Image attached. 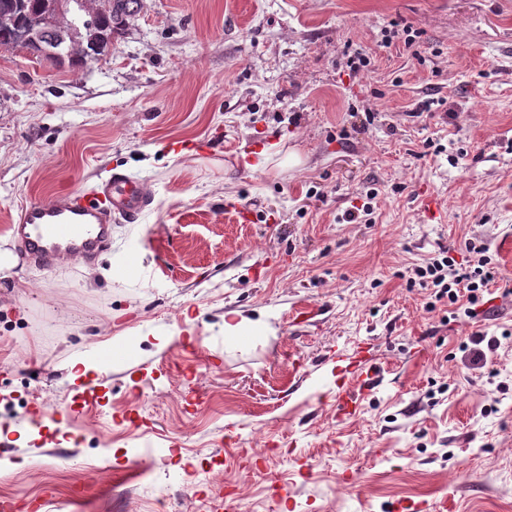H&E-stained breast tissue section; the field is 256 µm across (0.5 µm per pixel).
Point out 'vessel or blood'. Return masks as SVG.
I'll list each match as a JSON object with an SVG mask.
<instances>
[{
    "instance_id": "1",
    "label": "vessel or blood",
    "mask_w": 512,
    "mask_h": 512,
    "mask_svg": "<svg viewBox=\"0 0 512 512\" xmlns=\"http://www.w3.org/2000/svg\"><path fill=\"white\" fill-rule=\"evenodd\" d=\"M152 201L145 183L115 172L91 192L29 203L16 234L25 256L38 266L89 259L110 249L114 218L135 221Z\"/></svg>"
}]
</instances>
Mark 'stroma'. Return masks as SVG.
Instances as JSON below:
<instances>
[{"mask_svg": "<svg viewBox=\"0 0 512 512\" xmlns=\"http://www.w3.org/2000/svg\"><path fill=\"white\" fill-rule=\"evenodd\" d=\"M394 25L417 48L384 43ZM349 49L371 60L354 77ZM114 168L154 202L108 252L21 257L22 206ZM0 237L19 512H397L445 491L512 512V0H144L89 66L0 48ZM473 238L502 277L488 315L453 319L407 279ZM238 314L268 327L225 335ZM478 330L501 340L479 370L459 350ZM360 341L377 382L340 417L336 356Z\"/></svg>", "mask_w": 512, "mask_h": 512, "instance_id": "stroma-1", "label": "stroma"}]
</instances>
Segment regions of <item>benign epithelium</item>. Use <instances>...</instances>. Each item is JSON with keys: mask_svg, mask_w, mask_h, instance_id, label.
<instances>
[{"mask_svg": "<svg viewBox=\"0 0 512 512\" xmlns=\"http://www.w3.org/2000/svg\"><path fill=\"white\" fill-rule=\"evenodd\" d=\"M106 8L108 5L100 4L99 0H52L51 8L38 21L37 31L26 33L16 48L24 51L26 43L37 41L38 35L51 33L65 24L72 39L74 56L86 65L94 63L100 56L94 53L99 44L93 35L97 29V18Z\"/></svg>", "mask_w": 512, "mask_h": 512, "instance_id": "7a95c632", "label": "benign epithelium"}]
</instances>
